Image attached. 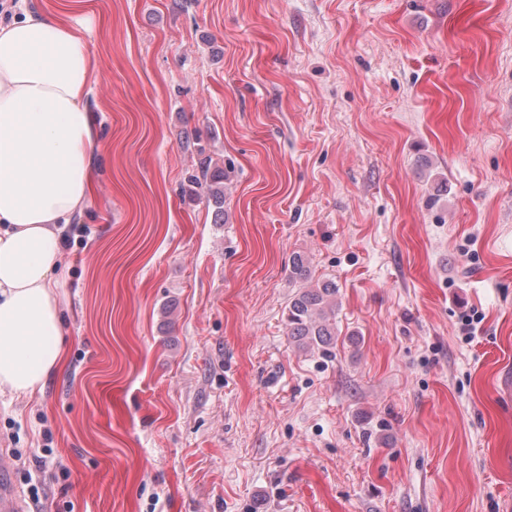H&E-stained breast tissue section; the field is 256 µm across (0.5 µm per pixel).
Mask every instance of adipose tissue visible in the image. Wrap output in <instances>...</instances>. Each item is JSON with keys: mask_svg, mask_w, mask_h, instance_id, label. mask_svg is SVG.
Wrapping results in <instances>:
<instances>
[{"mask_svg": "<svg viewBox=\"0 0 512 512\" xmlns=\"http://www.w3.org/2000/svg\"><path fill=\"white\" fill-rule=\"evenodd\" d=\"M92 85L77 27L28 7L0 22V396L63 361L57 275L97 164Z\"/></svg>", "mask_w": 512, "mask_h": 512, "instance_id": "obj_1", "label": "adipose tissue"}]
</instances>
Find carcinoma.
I'll list each match as a JSON object with an SVG mask.
<instances>
[{"label":"carcinoma","mask_w":512,"mask_h":512,"mask_svg":"<svg viewBox=\"0 0 512 512\" xmlns=\"http://www.w3.org/2000/svg\"><path fill=\"white\" fill-rule=\"evenodd\" d=\"M228 178L229 170L213 168L207 161L201 163L200 174L190 177L212 208L216 224L224 223V182ZM288 279L291 286L298 288L288 298L285 312L290 342L329 354L336 347V313L332 304L338 291L336 282L314 279L310 262L299 253L288 258Z\"/></svg>","instance_id":"carcinoma-1"}]
</instances>
